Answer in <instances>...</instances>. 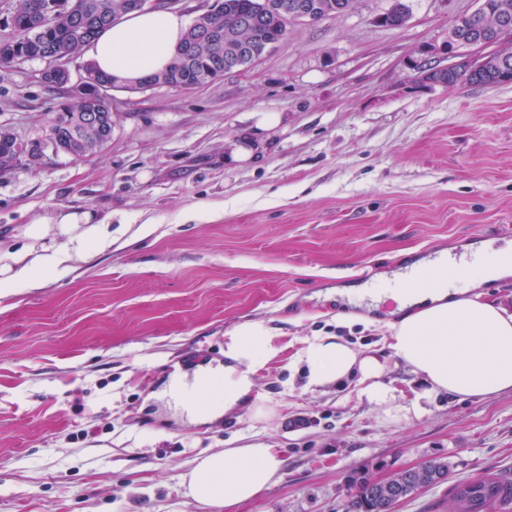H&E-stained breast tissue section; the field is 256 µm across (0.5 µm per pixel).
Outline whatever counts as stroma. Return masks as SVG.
<instances>
[{"label":"stroma","instance_id":"stroma-1","mask_svg":"<svg viewBox=\"0 0 512 512\" xmlns=\"http://www.w3.org/2000/svg\"><path fill=\"white\" fill-rule=\"evenodd\" d=\"M406 25L359 0L294 24L244 70L195 89L112 88V138L76 161L46 147L63 89L42 60L0 77V129L45 145L0 174V276L60 252L69 273L0 296V512H206L181 476L200 453L260 439L281 480L236 512H348L351 481L443 459L451 479L512 464V393L427 403L405 421L355 382L305 389L316 336L372 352L406 404L422 392L383 325L337 322V289L407 259L512 241V85L424 81L409 67L477 0H405ZM252 157L228 161L244 139ZM77 221L59 224L61 215ZM107 246L78 247L88 225ZM264 323L277 355L253 400L192 424L157 392L219 364L233 330Z\"/></svg>","mask_w":512,"mask_h":512}]
</instances>
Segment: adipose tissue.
Here are the masks:
<instances>
[{
	"instance_id": "obj_1",
	"label": "adipose tissue",
	"mask_w": 512,
	"mask_h": 512,
	"mask_svg": "<svg viewBox=\"0 0 512 512\" xmlns=\"http://www.w3.org/2000/svg\"><path fill=\"white\" fill-rule=\"evenodd\" d=\"M189 27L179 12L155 10L123 16L84 49L97 69L119 84H131L160 72L172 62ZM458 263L448 250L435 257L406 264L392 274L341 289L351 306L342 321H366L369 310L394 302V320L388 321L389 348L395 358L420 376L425 390L420 400L401 407L410 419L424 413L425 401L484 398L512 392V309L482 298V284L512 276V243L503 247L480 243L472 252L466 285H459ZM429 287H416L419 279ZM277 353L262 323L239 325L219 366L200 365L192 374L172 376L160 397L172 402L192 422L218 418L221 410L245 403L255 371ZM296 366L312 390L356 378L360 398L389 405L393 389L383 381L384 364L370 354L352 349L335 336L307 342ZM224 388L223 408L199 409L198 396L211 387ZM284 465L280 449L264 442L200 455L181 481L186 497L211 508H228L254 500L279 481Z\"/></svg>"
}]
</instances>
